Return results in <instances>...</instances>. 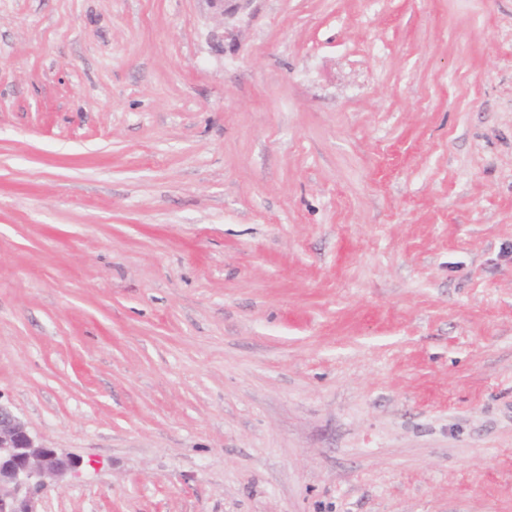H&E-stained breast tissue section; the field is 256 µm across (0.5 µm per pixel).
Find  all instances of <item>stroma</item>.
<instances>
[{"mask_svg":"<svg viewBox=\"0 0 512 512\" xmlns=\"http://www.w3.org/2000/svg\"><path fill=\"white\" fill-rule=\"evenodd\" d=\"M0 402L38 512H512V0H0ZM80 461L47 448L0 402V512H36L34 494L47 479L62 478Z\"/></svg>","mask_w":512,"mask_h":512,"instance_id":"35a3bbf8","label":"stroma"}]
</instances>
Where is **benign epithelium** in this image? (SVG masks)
<instances>
[{"label": "benign epithelium", "mask_w": 512, "mask_h": 512, "mask_svg": "<svg viewBox=\"0 0 512 512\" xmlns=\"http://www.w3.org/2000/svg\"><path fill=\"white\" fill-rule=\"evenodd\" d=\"M79 464L39 443L10 407L0 403V512H35V492Z\"/></svg>", "instance_id": "obj_1"}]
</instances>
